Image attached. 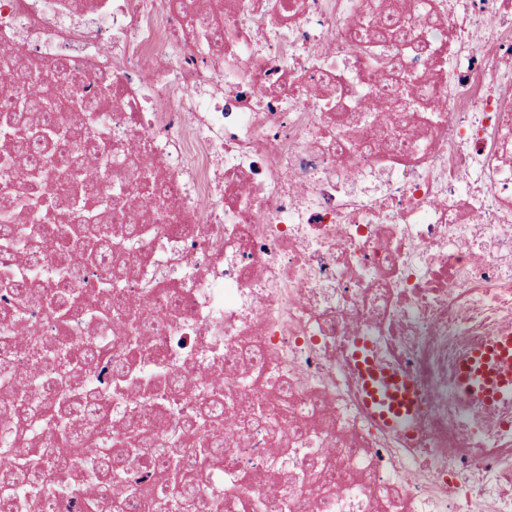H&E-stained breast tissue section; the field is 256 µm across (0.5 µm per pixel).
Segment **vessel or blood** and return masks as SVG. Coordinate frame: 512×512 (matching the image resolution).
<instances>
[{"instance_id":"1","label":"vessel or blood","mask_w":512,"mask_h":512,"mask_svg":"<svg viewBox=\"0 0 512 512\" xmlns=\"http://www.w3.org/2000/svg\"><path fill=\"white\" fill-rule=\"evenodd\" d=\"M364 339H356L354 358L366 383L368 401L388 424L400 426L413 421L417 398L408 378L381 375L367 355ZM458 388L482 406L512 403V334L498 337L463 360Z\"/></svg>"}]
</instances>
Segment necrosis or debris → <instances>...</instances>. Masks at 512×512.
Returning a JSON list of instances; mask_svg holds the SVG:
<instances>
[{"instance_id":"obj_1","label":"necrosis or debris","mask_w":512,"mask_h":512,"mask_svg":"<svg viewBox=\"0 0 512 512\" xmlns=\"http://www.w3.org/2000/svg\"><path fill=\"white\" fill-rule=\"evenodd\" d=\"M391 0H196L216 24L200 36L184 0H0V51L15 65L65 62L77 93L103 101L101 138L138 170L96 154L99 194L141 199L148 240L131 242L122 291L160 319L138 383L194 364L224 375V409L252 402L257 423L225 446L212 490L294 512H512V404L484 409L456 390L459 363L512 334V0H405L414 44L380 71L348 38ZM134 31L135 41L120 35ZM428 85L412 112H376L389 85ZM52 186L27 206L37 231L16 272L51 276L60 226ZM45 354L92 340L124 351L89 319ZM408 374L411 426L376 419L351 356L357 335ZM79 479L100 512L115 508Z\"/></svg>"}]
</instances>
